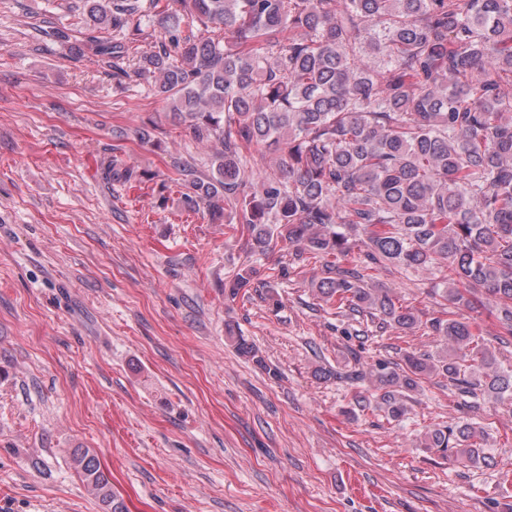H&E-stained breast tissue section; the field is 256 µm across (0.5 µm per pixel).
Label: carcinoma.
Returning a JSON list of instances; mask_svg holds the SVG:
<instances>
[{"label":"carcinoma","mask_w":512,"mask_h":512,"mask_svg":"<svg viewBox=\"0 0 512 512\" xmlns=\"http://www.w3.org/2000/svg\"><path fill=\"white\" fill-rule=\"evenodd\" d=\"M93 27L70 50L112 65L131 57L145 0H82ZM160 23L168 40L137 62L186 132L219 142L194 195L232 210L263 253L278 242L295 259H324L315 283L340 313L412 330L420 319L372 272L444 266L433 288L445 318L430 319L434 351L404 350L399 363L368 371L376 402L393 421L409 412L422 380L512 400V368L460 314L479 303L503 344L512 341V0H175ZM190 32H185V29ZM197 32H192V29ZM275 155L248 173L244 151ZM106 178L129 181L116 157ZM248 265L226 284L251 287ZM237 353L276 377L259 347L229 331ZM484 427L436 424L418 447L471 464L487 461ZM71 458L102 512H128L109 473L88 448Z\"/></svg>","instance_id":"carcinoma-1"}]
</instances>
